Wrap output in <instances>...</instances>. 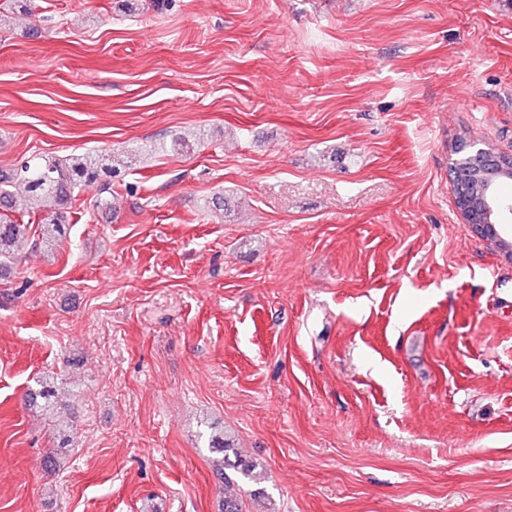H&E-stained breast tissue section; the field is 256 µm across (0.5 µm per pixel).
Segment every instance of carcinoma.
<instances>
[{"mask_svg": "<svg viewBox=\"0 0 512 512\" xmlns=\"http://www.w3.org/2000/svg\"><path fill=\"white\" fill-rule=\"evenodd\" d=\"M459 158L453 168L460 175L453 177L455 197L469 202L481 196L483 179L482 152L471 150L461 143L456 148ZM135 157L130 151L115 153L110 148L90 150L66 159L46 156L32 157L20 168L3 178L0 176V268L17 259L18 244L28 237L31 224L21 223L14 214V189L22 188L28 202V215L37 217L39 247L45 248L66 238L71 221V204L74 193L85 185L97 184L104 190L112 188V181L121 172L131 168ZM75 396L73 389L62 374L45 375L35 381L26 394V406L40 410L52 422V448L48 449L44 462L51 467L60 466L62 456L72 447L74 436L67 417L68 401ZM208 448L218 455L216 471L223 476L224 486H233L226 473L232 467L249 478H255L250 465L242 459L230 460L232 444L222 431H212L208 436Z\"/></svg>", "mask_w": 512, "mask_h": 512, "instance_id": "cac0c4a2", "label": "carcinoma"}]
</instances>
